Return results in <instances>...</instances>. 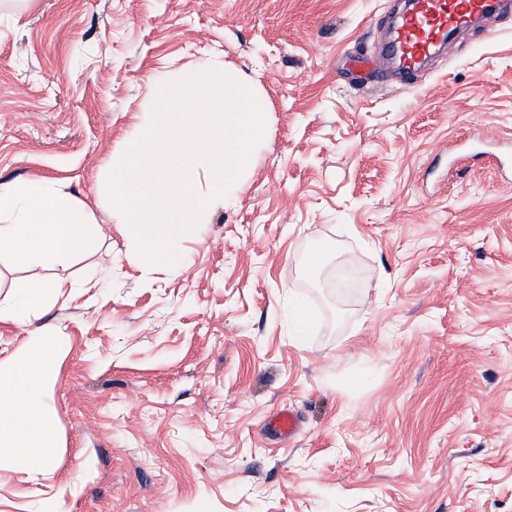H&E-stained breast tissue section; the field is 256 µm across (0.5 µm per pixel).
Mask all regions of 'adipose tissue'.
I'll return each instance as SVG.
<instances>
[{"label": "adipose tissue", "mask_w": 512, "mask_h": 512, "mask_svg": "<svg viewBox=\"0 0 512 512\" xmlns=\"http://www.w3.org/2000/svg\"><path fill=\"white\" fill-rule=\"evenodd\" d=\"M95 231L70 194L45 183H0V257L22 266L63 267L89 251ZM66 286L62 278H19L12 293L35 316ZM62 345L61 336L36 331L0 361V453L31 481L45 474L59 451L47 386L57 376Z\"/></svg>", "instance_id": "ef3b65f1"}]
</instances>
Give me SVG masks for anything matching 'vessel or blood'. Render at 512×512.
I'll use <instances>...</instances> for the list:
<instances>
[{"mask_svg": "<svg viewBox=\"0 0 512 512\" xmlns=\"http://www.w3.org/2000/svg\"><path fill=\"white\" fill-rule=\"evenodd\" d=\"M512 8V0H413L395 20L391 35L379 49L380 60L395 59L404 83H412L421 63L438 44L463 33L475 19ZM280 441L293 439L300 430L297 415L282 411L265 425Z\"/></svg>", "mask_w": 512, "mask_h": 512, "instance_id": "obj_1", "label": "vessel or blood"}]
</instances>
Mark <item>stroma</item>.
I'll return each mask as SVG.
<instances>
[{
	"label": "stroma",
	"instance_id": "obj_1",
	"mask_svg": "<svg viewBox=\"0 0 512 512\" xmlns=\"http://www.w3.org/2000/svg\"><path fill=\"white\" fill-rule=\"evenodd\" d=\"M393 0L0 5V182L87 205L94 249L0 360L63 336L38 481L0 512H512V12L418 86L362 74ZM233 64L271 104L236 199L144 267L98 183L153 73ZM315 316L297 341L289 301ZM294 409L281 442L266 419Z\"/></svg>",
	"mask_w": 512,
	"mask_h": 512
}]
</instances>
